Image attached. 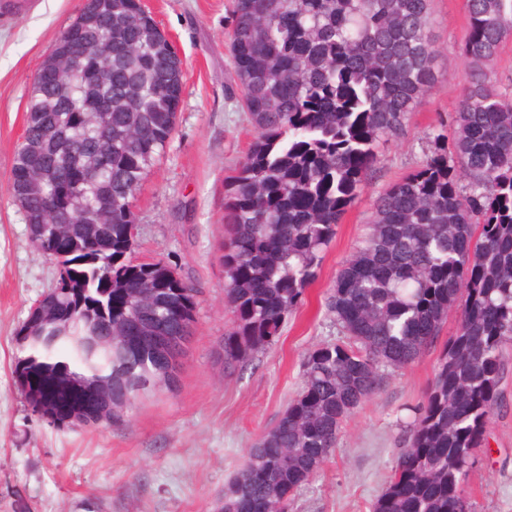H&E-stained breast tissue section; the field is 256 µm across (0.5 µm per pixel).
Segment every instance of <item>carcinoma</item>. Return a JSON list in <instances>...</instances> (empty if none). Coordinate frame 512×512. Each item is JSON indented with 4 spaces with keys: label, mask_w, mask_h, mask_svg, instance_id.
I'll return each instance as SVG.
<instances>
[{
    "label": "carcinoma",
    "mask_w": 512,
    "mask_h": 512,
    "mask_svg": "<svg viewBox=\"0 0 512 512\" xmlns=\"http://www.w3.org/2000/svg\"><path fill=\"white\" fill-rule=\"evenodd\" d=\"M470 62L451 124L426 160L372 201V232L328 298L343 339L303 360L304 380L248 449L215 512H288L341 425L379 389L382 370L417 360L460 308L404 447L372 512H474L465 482L501 407L512 358V77L486 65L512 33V0H465ZM88 88L68 63L33 83L10 193L29 238L59 266L45 302L70 327L42 324L15 360L30 406L56 372L112 379L127 412L163 381L149 345L192 335L194 288L161 261L136 262L134 195L176 123L180 61L140 0H85ZM431 0H235L229 33L241 99L256 130L224 196V295L233 330L224 368L275 345L365 190L380 145L406 127L436 80ZM452 133L443 132L446 127ZM112 330V351L85 337Z\"/></svg>",
    "instance_id": "carcinoma-1"
}]
</instances>
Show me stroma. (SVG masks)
I'll return each mask as SVG.
<instances>
[{
    "label": "stroma",
    "instance_id": "35a3bbf8",
    "mask_svg": "<svg viewBox=\"0 0 512 512\" xmlns=\"http://www.w3.org/2000/svg\"><path fill=\"white\" fill-rule=\"evenodd\" d=\"M84 0H23L0 8V512H213L245 453L278 420L302 385V360L341 339L327 311L336 278L365 243L376 192L416 169L440 115L454 111L467 63L457 46L467 28L464 0H432L439 80L403 134L380 147L362 198L337 226L304 304L271 349L225 369L216 350L233 325L224 269V179L245 157L255 129L241 106L228 31L233 0H143L184 68L176 128L135 196L132 256L161 260L195 288L194 338L175 391L158 390L124 423L50 424L22 396L14 361L31 307L55 284L58 265L29 240L9 192L34 76ZM443 349L386 370L378 391L342 424L338 445L290 512H372L402 446L401 424L420 400ZM503 406L479 451L466 489L475 512H512V363L501 381Z\"/></svg>",
    "mask_w": 512,
    "mask_h": 512
}]
</instances>
